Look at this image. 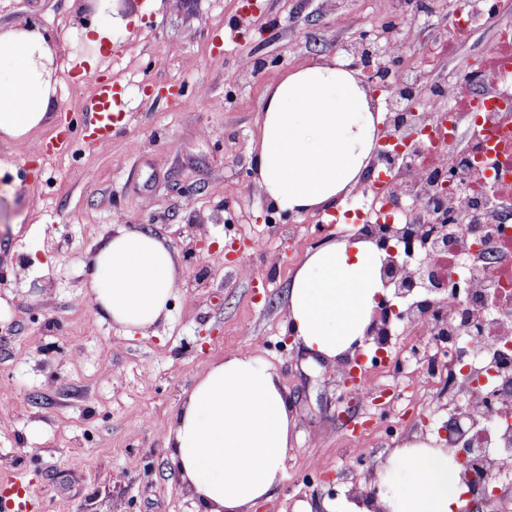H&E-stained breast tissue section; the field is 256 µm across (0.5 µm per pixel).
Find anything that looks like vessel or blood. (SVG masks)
Returning a JSON list of instances; mask_svg holds the SVG:
<instances>
[{
    "instance_id": "1",
    "label": "vessel or blood",
    "mask_w": 512,
    "mask_h": 512,
    "mask_svg": "<svg viewBox=\"0 0 512 512\" xmlns=\"http://www.w3.org/2000/svg\"><path fill=\"white\" fill-rule=\"evenodd\" d=\"M94 83V95L82 119L83 138L75 139L71 134L68 119L59 118L55 135L48 142L39 144L37 147L41 159L48 160L71 152L83 143L101 148L111 142L112 131L121 116L119 92L111 80L98 77L95 78Z\"/></svg>"
}]
</instances>
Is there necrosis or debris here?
<instances>
[{
	"mask_svg": "<svg viewBox=\"0 0 512 512\" xmlns=\"http://www.w3.org/2000/svg\"><path fill=\"white\" fill-rule=\"evenodd\" d=\"M512 27L498 32L496 48L479 73H467L436 88L432 101H454L448 120L412 142L407 154L381 161L391 180L384 193L373 183L359 187L371 206L358 224L343 227L345 235L372 234L381 225L394 229L395 258L406 275H415L424 246L439 234L438 218L462 228L464 241L457 259L434 251L437 279L458 278L460 291L434 294L428 305L405 297L378 344L388 343L409 314L411 328L430 341L427 375L448 391L452 422L443 442L452 449L470 448L474 455L462 480L471 495L485 487L503 492L492 500L494 512H512ZM469 138L462 149L453 144L461 132ZM455 172L456 190L439 195L438 180ZM500 299L491 308L489 297ZM467 375H460V367ZM483 387L473 394L468 377Z\"/></svg>",
	"mask_w": 512,
	"mask_h": 512,
	"instance_id": "1",
	"label": "necrosis or debris"
}]
</instances>
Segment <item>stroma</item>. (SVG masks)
Masks as SVG:
<instances>
[{
	"instance_id": "obj_1",
	"label": "stroma",
	"mask_w": 512,
	"mask_h": 512,
	"mask_svg": "<svg viewBox=\"0 0 512 512\" xmlns=\"http://www.w3.org/2000/svg\"><path fill=\"white\" fill-rule=\"evenodd\" d=\"M430 2L401 13L390 0H128L118 17L80 12V0H0L1 25L33 20L57 36L54 112L22 137L0 133V477L21 476L36 512H195L167 435L196 378L230 352L274 366L297 420L284 478L251 512H327L359 470L358 449L382 461L447 424L408 337H392L394 367L367 403L344 387L348 358L289 342L288 284L337 231L270 211L251 171L270 87L340 58L357 29L413 14L434 52L410 69L439 85L482 61L512 21V0H486L485 19L450 51L448 19ZM96 24L110 50L93 43ZM92 60L120 86L123 123L103 149L32 161L60 114L83 112ZM117 224L158 233L181 267L170 319L145 336L99 321L88 298L89 259ZM382 411L397 436H381Z\"/></svg>"
}]
</instances>
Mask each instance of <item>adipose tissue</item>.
<instances>
[{
  "label": "adipose tissue",
  "mask_w": 512,
  "mask_h": 512,
  "mask_svg": "<svg viewBox=\"0 0 512 512\" xmlns=\"http://www.w3.org/2000/svg\"><path fill=\"white\" fill-rule=\"evenodd\" d=\"M53 37L23 21L0 25V133L17 138L54 109L44 76ZM383 121L359 70L323 60L284 75L267 97L253 157L267 203L292 214L324 212L363 181ZM384 250L369 239H329L294 273L286 328L310 354L333 360L364 346L384 291ZM90 301L100 321L148 333L168 320L178 262L158 234L121 227L91 259ZM296 420L275 369L249 352L225 355L199 376L174 417L167 446L197 512H250L283 478ZM374 504L348 499L335 512H462L460 469L435 438L413 439L378 463Z\"/></svg>",
  "instance_id": "1"
}]
</instances>
